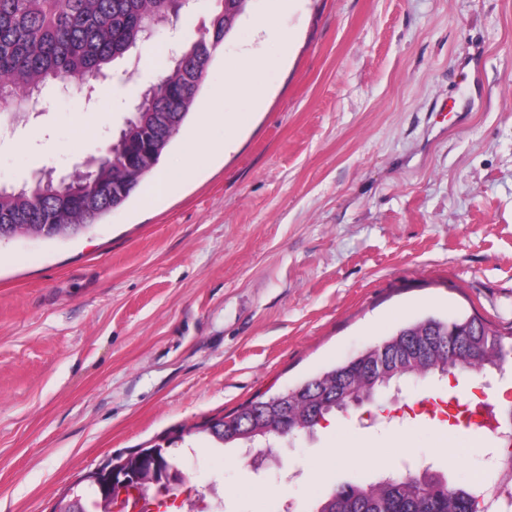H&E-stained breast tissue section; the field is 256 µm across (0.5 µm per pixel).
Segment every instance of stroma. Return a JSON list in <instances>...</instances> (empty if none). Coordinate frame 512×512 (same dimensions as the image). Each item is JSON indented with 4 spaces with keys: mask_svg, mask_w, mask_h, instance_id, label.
Here are the masks:
<instances>
[{
    "mask_svg": "<svg viewBox=\"0 0 512 512\" xmlns=\"http://www.w3.org/2000/svg\"><path fill=\"white\" fill-rule=\"evenodd\" d=\"M251 0L160 169L220 113L194 176L134 194L78 237L0 243V512H50L108 457L188 429L174 449L188 491L224 512H314L332 485L431 467L456 485L489 470L490 431L434 403L512 409V371L455 378L330 418L256 474L194 426L293 388L427 315L512 329V0H292L288 49L255 34ZM182 14L93 92L49 97L0 129V185L71 174L101 155L157 80L147 51L193 42ZM275 62L265 103L213 98L243 46ZM505 391L497 399V391ZM447 436L455 459L437 454Z\"/></svg>",
    "mask_w": 512,
    "mask_h": 512,
    "instance_id": "stroma-1",
    "label": "stroma"
}]
</instances>
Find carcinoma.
Segmentation results:
<instances>
[{
    "mask_svg": "<svg viewBox=\"0 0 512 512\" xmlns=\"http://www.w3.org/2000/svg\"><path fill=\"white\" fill-rule=\"evenodd\" d=\"M249 2L215 0L210 26L172 58L173 67L149 86L104 155L79 171V180L40 172L20 188L0 187V224L10 225L0 241L76 237L112 213V183L130 179L121 200L126 204L189 119L214 51ZM183 11L179 0H0V122L15 119L27 102L41 103L63 86L82 88L110 77L109 65L146 42V31H159ZM159 112L174 114L176 125L154 159L132 173L125 158L139 150ZM507 335L512 337V331L504 334L476 318L426 317L294 388L209 420L202 431L220 448L310 434L352 407L348 399H338L337 375H349L356 385L366 383L374 398L402 382L455 370H500L512 357ZM480 494L474 483L423 482L408 468L375 481L333 486L319 505L321 512H485Z\"/></svg>",
    "mask_w": 512,
    "mask_h": 512,
    "instance_id": "carcinoma-1",
    "label": "carcinoma"
}]
</instances>
